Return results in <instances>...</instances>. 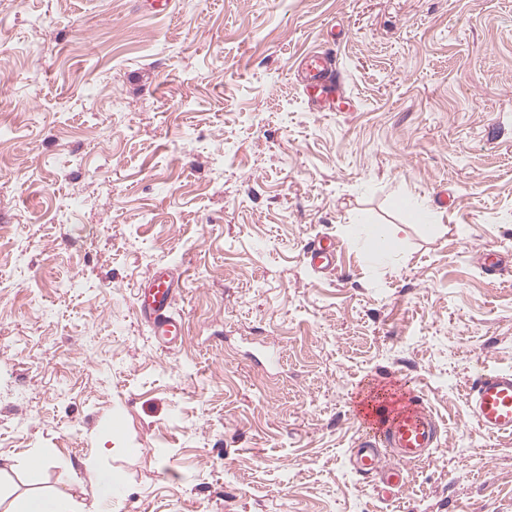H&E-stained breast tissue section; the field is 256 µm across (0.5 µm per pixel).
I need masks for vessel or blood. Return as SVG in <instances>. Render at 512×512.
I'll return each mask as SVG.
<instances>
[{
	"label": "vessel or blood",
	"mask_w": 512,
	"mask_h": 512,
	"mask_svg": "<svg viewBox=\"0 0 512 512\" xmlns=\"http://www.w3.org/2000/svg\"><path fill=\"white\" fill-rule=\"evenodd\" d=\"M299 73L314 106L332 96L336 75L331 58L316 54L302 57ZM307 259L331 266L334 250L327 241L309 243ZM180 293L179 278L167 267L154 272L138 287L135 311L152 333L158 348L172 349L184 340L181 317L172 306ZM469 418L491 438L512 434V371L481 374L466 393ZM440 446V427L423 395L406 389L398 398L385 397L366 405L364 427L350 450L349 462L357 473L378 476V493L396 495L406 480L408 465L429 459Z\"/></svg>",
	"instance_id": "vessel-or-blood-1"
}]
</instances>
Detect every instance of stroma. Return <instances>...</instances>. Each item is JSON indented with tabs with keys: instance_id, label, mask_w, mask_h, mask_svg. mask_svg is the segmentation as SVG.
<instances>
[{
	"instance_id": "1",
	"label": "stroma",
	"mask_w": 512,
	"mask_h": 512,
	"mask_svg": "<svg viewBox=\"0 0 512 512\" xmlns=\"http://www.w3.org/2000/svg\"><path fill=\"white\" fill-rule=\"evenodd\" d=\"M314 50L332 112L291 68ZM0 129L5 501L91 512L93 456L112 512H512V436L465 409L512 370V0H0ZM160 267L170 351L134 308ZM400 386L441 448L384 498L349 450ZM306 258L317 266L327 268L331 266L334 259V250L331 244L327 241H313L306 246ZM93 496L99 506L97 511H112V498L119 491L118 480L111 471L101 468L91 458L83 461ZM5 512H79L75 502L63 493L32 491Z\"/></svg>"
}]
</instances>
